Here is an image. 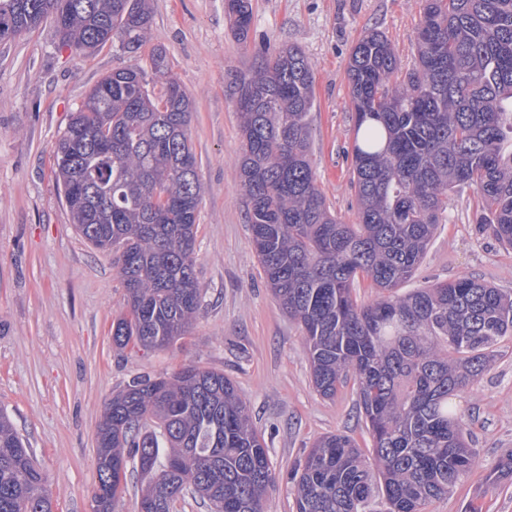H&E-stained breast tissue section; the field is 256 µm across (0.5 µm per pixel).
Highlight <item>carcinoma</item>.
<instances>
[{
    "mask_svg": "<svg viewBox=\"0 0 512 512\" xmlns=\"http://www.w3.org/2000/svg\"><path fill=\"white\" fill-rule=\"evenodd\" d=\"M224 11L246 40L250 0H224ZM59 16L62 42L77 51L112 40L136 55L147 44V0H0V41ZM415 43L416 66L402 79L378 30L349 57L356 224L331 213L311 166L306 53L283 47L231 82L240 189L264 278L302 327L316 391L333 397L354 378L372 437L367 453L344 434L317 440L291 474L296 512H427L451 493L475 455L454 401L512 336V295L473 277L394 292L460 187L477 194L475 223L512 246V0H427ZM150 64V80L138 65L103 77L54 151L57 163L79 158L55 170L76 230L115 255L128 306L112 323L119 348L168 347L200 308L192 100L163 49H152ZM105 131L112 147L100 149ZM361 279L377 291L365 305L353 294ZM96 456L93 512H114L131 460L149 477L137 512H176L188 496L211 512H266L268 450L221 372L188 366L132 380L108 404ZM0 512H53L48 479L2 409Z\"/></svg>",
    "mask_w": 512,
    "mask_h": 512,
    "instance_id": "1",
    "label": "carcinoma"
}]
</instances>
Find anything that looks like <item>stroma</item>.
Here are the masks:
<instances>
[{"label":"stroma","mask_w":512,"mask_h":512,"mask_svg":"<svg viewBox=\"0 0 512 512\" xmlns=\"http://www.w3.org/2000/svg\"><path fill=\"white\" fill-rule=\"evenodd\" d=\"M253 23L238 40L224 0H151L148 44L166 51L193 101L190 134L203 193L196 233L201 309L182 339L163 349L117 348L112 323L126 310L113 257L75 230L54 174L53 150L70 113L104 76L134 62L118 46L84 54L64 45L52 19L0 42V409L32 448L54 512H92L96 434L113 394L133 378L168 377L194 365L230 377L265 441L275 480L269 512H295L289 475L319 437L372 445L348 382L335 397L315 390L301 327L264 281L239 187L242 134L228 89L231 71L296 46L314 68L310 158L327 206L357 221L351 150L355 116L347 67L370 29L415 65L424 0H251ZM149 68L148 56L136 60ZM465 187L448 209L402 292L467 275L512 294V249L474 223ZM475 462L429 512H512V338L457 400Z\"/></svg>","instance_id":"35a3bbf8"}]
</instances>
